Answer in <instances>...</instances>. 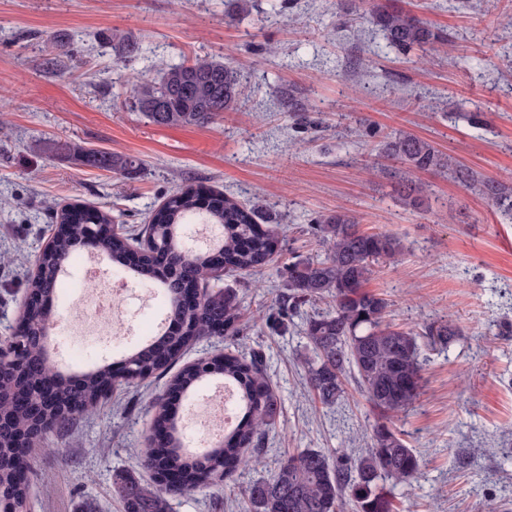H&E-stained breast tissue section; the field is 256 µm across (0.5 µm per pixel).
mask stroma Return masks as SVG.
I'll return each instance as SVG.
<instances>
[{
    "mask_svg": "<svg viewBox=\"0 0 512 512\" xmlns=\"http://www.w3.org/2000/svg\"><path fill=\"white\" fill-rule=\"evenodd\" d=\"M387 6L446 40L403 53L368 22ZM142 53L121 58L119 38ZM66 51L61 71L45 58ZM210 56L240 69L236 110L204 125L159 127L137 112L144 73ZM512 0H0V340L24 308L28 278L52 238L54 209L109 208L116 224L143 229L167 197L187 185L217 189L263 208L285 228L281 254L261 272L223 274L219 288L241 302L240 348L261 351L281 401L259 451L229 486L178 495L174 512H241L246 488L280 459L306 449L355 455L370 445L377 411L355 381L331 408L305 384L311 352L300 317L277 314L284 266L322 254L311 219L343 210L361 230L397 237L402 250L379 263L369 292L389 300L391 324L418 335L421 389L392 426L421 459L412 486L388 487L394 512H512V219L448 173L408 169L384 150L397 133L431 142L481 177L512 181ZM303 105L288 110L284 90ZM132 158L126 177L78 164L71 146ZM425 189L407 206L404 183ZM87 254L76 250L58 282L56 323L85 291ZM135 336L118 347L83 339L58 345L62 371L123 360L157 333L165 296L130 301ZM451 322L450 344L428 333ZM214 336L177 354L166 369L112 393L73 432L48 431L28 451L31 512H123L113 485L122 472L153 482L139 448L156 432L151 402L168 397L171 375L220 353Z\"/></svg>",
    "mask_w": 512,
    "mask_h": 512,
    "instance_id": "35a3bbf8",
    "label": "stroma"
}]
</instances>
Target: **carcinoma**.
Segmentation results:
<instances>
[{
	"mask_svg": "<svg viewBox=\"0 0 512 512\" xmlns=\"http://www.w3.org/2000/svg\"><path fill=\"white\" fill-rule=\"evenodd\" d=\"M371 21L392 46L401 50L442 39L416 17L386 7L374 10ZM134 94L138 111L156 126L202 125L237 106L240 73L221 60L197 58L164 70L157 79L143 76ZM385 148L413 170H448L464 187L481 195L503 215L512 216V184L480 178L414 135H396ZM73 156L80 164L120 175L137 170L136 162L122 155L76 148ZM200 213L207 223L223 229L220 247L224 268L229 271L259 270L280 250L281 229L277 225L262 226L258 206L242 203L232 195L214 194L202 186L170 195L152 215L146 244L166 256L161 264L140 256V233L134 230L115 232L101 241L91 237L87 225L111 223L108 212L65 208L59 219L69 224L68 231L54 238L38 256L39 273L28 283L38 302L23 312L19 327L35 336L49 326L54 321L51 303L57 295L58 279L72 253L81 246L95 249L102 245L112 253L117 269L129 270L166 288L169 318L178 324L177 330L147 341L125 357L130 371L126 385L137 384L159 370L157 356L164 350L177 353L221 331L235 336L240 304L234 290L206 293L197 307L182 298L186 283L212 280L209 252L187 255L174 247L180 226ZM312 230L327 251L322 258L289 262L287 292L281 297L284 311L325 298L331 301V309L314 311L304 319V335L313 352V357L306 359V385L316 401L331 406L345 396V382L352 375L384 421L373 425V445L356 458L315 449L284 458L271 477L247 489L245 512H391L384 484L411 482L421 464L387 419L407 411L417 400L421 367L416 334L394 327L387 320L389 301L365 291V284L376 265L400 252V241L388 233L360 231L354 218L343 211L320 216ZM50 375L56 377L66 403L86 416L100 410L117 383V375L110 366L103 365L82 373L81 381L73 384L38 350H32L23 382L36 387ZM208 379L232 384L239 399L237 423L224 431L223 446L194 456L182 450L179 435L169 437L163 448L145 446L141 452L143 467L159 475L178 474L182 483L152 487L127 475H116L115 487L125 512H173L175 495L201 486L220 487L238 465L261 463L251 449L260 444L281 409L266 379L261 355L237 351L214 356L201 367L175 376L171 388L187 391ZM28 399L25 405L0 403V411L6 413V424L0 428V495L12 506V512L30 509L29 489L22 480L30 463L16 446L17 436L37 430L40 423L38 398L31 394ZM153 408L158 423H175L179 407L158 397Z\"/></svg>",
	"mask_w": 512,
	"mask_h": 512,
	"instance_id": "cac0c4a2",
	"label": "carcinoma"
}]
</instances>
